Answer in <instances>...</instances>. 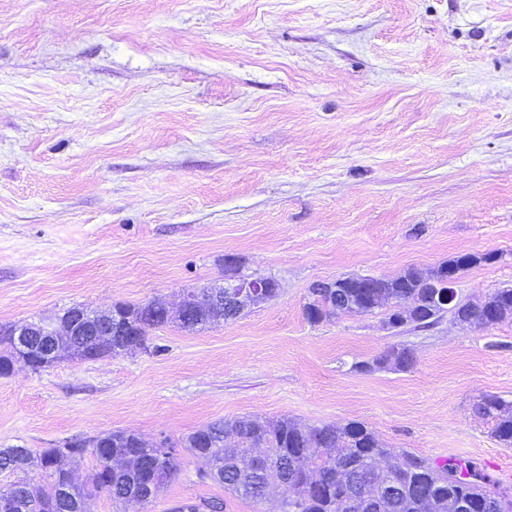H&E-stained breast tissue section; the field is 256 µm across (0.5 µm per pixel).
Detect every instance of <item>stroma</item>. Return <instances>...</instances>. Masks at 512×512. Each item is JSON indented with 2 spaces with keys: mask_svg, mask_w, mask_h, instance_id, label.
Listing matches in <instances>:
<instances>
[{
  "mask_svg": "<svg viewBox=\"0 0 512 512\" xmlns=\"http://www.w3.org/2000/svg\"><path fill=\"white\" fill-rule=\"evenodd\" d=\"M467 253L458 300L512 285V0H0V326L170 301L222 283L228 255L280 283L143 350L16 366L0 448L116 430L177 443L245 415L360 421L512 494V447L474 411L512 399V321L304 313L313 283ZM395 344L410 369L359 370ZM201 465L180 452L126 512H279V493L228 494Z\"/></svg>",
  "mask_w": 512,
  "mask_h": 512,
  "instance_id": "1",
  "label": "stroma"
}]
</instances>
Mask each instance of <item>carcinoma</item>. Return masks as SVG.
Masks as SVG:
<instances>
[{
  "mask_svg": "<svg viewBox=\"0 0 512 512\" xmlns=\"http://www.w3.org/2000/svg\"><path fill=\"white\" fill-rule=\"evenodd\" d=\"M479 261L464 254L442 263L436 272L462 270ZM340 299L331 304L310 295L307 319L320 323L340 315L371 314L392 300L415 303L417 328L428 329L444 317L448 309L431 301L430 289L423 287L419 272L408 270L398 280H383L375 288L356 284L352 278L338 279ZM127 324L124 333L112 339V350L124 351L131 344L146 342L150 331L176 324L185 330L202 329L217 323L206 311L178 321L151 303L123 304ZM487 325L512 319V288H501L489 297V308L475 315ZM19 357L0 334V376L13 370ZM414 364L413 353L393 346L374 361L378 367L406 370ZM478 415L494 421L495 436L512 447V401L496 395L484 397L475 407ZM263 449V458L252 449ZM206 463L198 472L201 480L224 486L231 494L259 503L267 493H281L280 512H448V480L469 497L472 512H512V496L486 474L467 464L415 465L418 455L383 446L376 433L359 421L344 425L307 427L290 418L269 420L247 416L215 422L199 429L181 445H170L160 453L142 437L112 431L90 448L63 444L46 448L32 457L26 448H0V471H15L32 463L44 474V482L20 479L0 486V498H12L18 512H91L89 501L97 491L112 498L113 512L130 500L150 502L175 476L178 450ZM96 461L92 488L67 484V467L86 454ZM386 461V471L376 460ZM171 512H224V501L204 499L194 507L176 506Z\"/></svg>",
  "mask_w": 512,
  "mask_h": 512,
  "instance_id": "carcinoma-1",
  "label": "carcinoma"
}]
</instances>
